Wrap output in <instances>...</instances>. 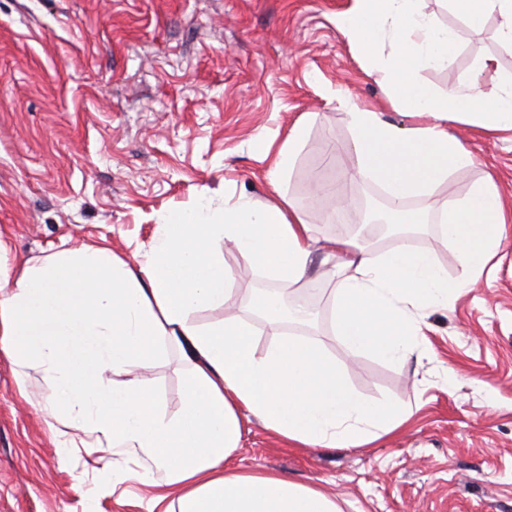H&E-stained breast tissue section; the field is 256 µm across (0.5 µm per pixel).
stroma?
<instances>
[{
    "mask_svg": "<svg viewBox=\"0 0 512 512\" xmlns=\"http://www.w3.org/2000/svg\"><path fill=\"white\" fill-rule=\"evenodd\" d=\"M353 0H0V262H24L63 241L101 244L133 257L150 244L159 213L215 203L273 200L269 156L308 112L313 126L282 190L316 237L350 236L360 221L348 205L330 223L313 181L335 184L353 161L343 92L408 128L384 80L340 36L336 18ZM425 12L455 30L461 51L444 67L420 71L441 93L463 83L475 56L497 57L512 75V46L499 18L469 29L451 0H424ZM448 130L477 159L433 194L440 207L464 198L492 174L512 204V131ZM237 272L240 298L269 286L291 298L309 293L313 339L348 359V381L368 401L411 410L393 433L367 445L320 448L284 442L246 423L231 463L314 484L342 512H512V224L476 288L450 310L428 314L423 360L391 362L366 352L347 358L331 328L334 283L313 268L299 284ZM460 379L445 385V367ZM142 377L167 414H177L185 365L171 353ZM48 380L33 374L19 390L0 357V512H147L153 487L143 461L116 457L103 477L82 431L40 405Z\"/></svg>",
    "mask_w": 512,
    "mask_h": 512,
    "instance_id": "1",
    "label": "stroma"
}]
</instances>
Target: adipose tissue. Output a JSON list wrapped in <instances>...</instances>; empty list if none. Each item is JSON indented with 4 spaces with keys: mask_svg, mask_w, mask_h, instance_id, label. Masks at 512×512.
<instances>
[{
    "mask_svg": "<svg viewBox=\"0 0 512 512\" xmlns=\"http://www.w3.org/2000/svg\"><path fill=\"white\" fill-rule=\"evenodd\" d=\"M454 2L475 31L498 15L499 38L512 46V0ZM337 27L363 55L367 73L386 76L389 105L418 119L400 130L372 106L348 103L355 160L343 177L376 184L402 223H424L428 217L411 201L475 164L449 123L512 131V78L502 76L495 56L483 55L470 78L446 94L422 82L419 71L447 65L460 43L421 0H353ZM320 119L303 115L278 150L267 172L274 201L220 206L204 199L188 211L161 213L133 263L110 248L76 243L27 262L18 274L0 264V354L12 363L17 386L26 387L35 372L50 380L44 411L65 413L83 431L84 447L106 453L103 475L112 473L111 456L142 459L140 478L157 489L151 512H339L318 487L231 467L244 422L258 420L299 444L346 448L407 420L400 405L361 399L344 365L320 342L284 331L267 297L254 300L277 337L265 354L255 350L249 319L199 325L195 313L237 303L224 245L246 267L291 283L304 280L322 253L338 278L334 335L351 352L402 361L423 352L424 318L477 284L512 223L488 175L462 202L434 211L437 239L454 245L463 270L457 279L404 235L381 253L356 237L319 242L281 185ZM173 350L187 371L181 409L171 416L136 371Z\"/></svg>",
    "mask_w": 512,
    "mask_h": 512,
    "instance_id": "ef3b65f1",
    "label": "adipose tissue"
}]
</instances>
